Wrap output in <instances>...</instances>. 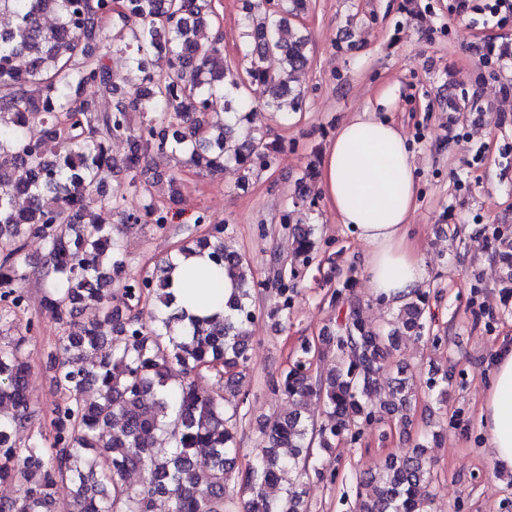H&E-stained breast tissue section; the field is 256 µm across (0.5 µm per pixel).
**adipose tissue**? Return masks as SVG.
Segmentation results:
<instances>
[{
    "label": "adipose tissue",
    "mask_w": 512,
    "mask_h": 512,
    "mask_svg": "<svg viewBox=\"0 0 512 512\" xmlns=\"http://www.w3.org/2000/svg\"><path fill=\"white\" fill-rule=\"evenodd\" d=\"M320 188L339 223L368 245L374 296L396 307L423 287V258L406 233L416 201L414 163L394 123L368 113L345 121L325 153ZM171 280L177 305L191 315L223 311L235 288L205 252L179 256ZM480 416L493 468L512 473V343L496 351Z\"/></svg>",
    "instance_id": "ef3b65f1"
}]
</instances>
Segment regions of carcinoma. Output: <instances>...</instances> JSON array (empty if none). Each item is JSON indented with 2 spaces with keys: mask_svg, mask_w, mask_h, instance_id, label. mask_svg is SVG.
<instances>
[{
  "mask_svg": "<svg viewBox=\"0 0 512 512\" xmlns=\"http://www.w3.org/2000/svg\"><path fill=\"white\" fill-rule=\"evenodd\" d=\"M307 8V0H276L271 8L243 0L240 72L215 66L223 38L199 34L215 26L214 0H121L118 11L114 0H0V337H9L0 341V482L18 487L15 496L0 498V512H153L158 499L168 512H230V503L236 512H310V479L336 480L335 472L310 467L314 451L357 443L370 428L385 441L392 415L410 409L419 392L447 394L451 371L422 379L400 369L388 396L375 401L385 361L402 336L442 343L427 321L425 290L398 306L396 321L373 325L338 288L331 299L347 304L344 318L317 341H302L269 381L288 399V413L264 425L253 461L239 469L252 294L263 283L224 240V226L177 248L209 251L234 279L224 313L189 319L172 309L173 254L151 271L128 275L121 294H112L129 260L112 225L92 207L116 212L124 224L145 217L159 227L168 223L157 188L167 185L173 200L182 182L176 171L153 170L156 154L207 173L233 164L243 183L270 164L276 148L253 109L261 105L286 123L301 108L291 82L308 64V39L290 19ZM47 15L55 22L44 27ZM21 56L28 58L23 71L15 65ZM272 56L279 59L274 70L267 66ZM117 66L130 75L129 87L116 83ZM87 87L112 99V108L101 111L80 98ZM217 98L224 99L222 112L212 110ZM131 112L142 114L136 129ZM74 113L81 121L63 126ZM34 116L42 124L38 138L26 133ZM116 139L131 143L119 164L111 153ZM114 169L135 205L108 192ZM315 231L313 224L293 229L291 276L316 260ZM30 238L46 249L44 311L69 328L46 354L58 396L47 417L28 393L32 326L16 325ZM496 240L500 282L511 291L512 238ZM88 299L98 302V313L80 320ZM143 304L154 306L150 325L137 312ZM114 335L120 343H112ZM328 353L330 368L313 374L315 356ZM313 398L320 421L308 413ZM21 432L27 440L19 445ZM134 471L142 474L136 486L127 481ZM433 471L423 443L391 453L376 471L355 476L350 512H432ZM271 487L281 495H269Z\"/></svg>",
  "mask_w": 512,
  "mask_h": 512,
  "instance_id": "carcinoma-1",
  "label": "carcinoma"
}]
</instances>
